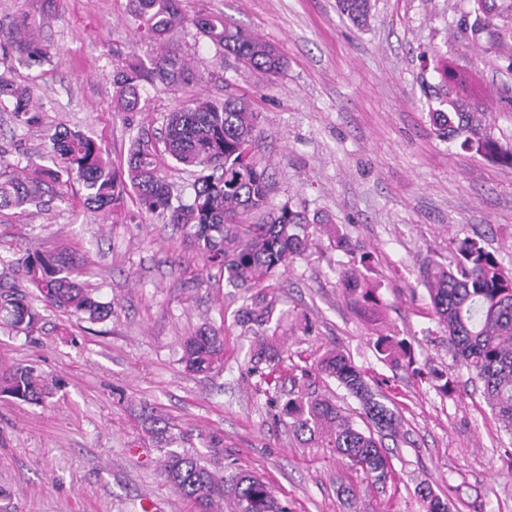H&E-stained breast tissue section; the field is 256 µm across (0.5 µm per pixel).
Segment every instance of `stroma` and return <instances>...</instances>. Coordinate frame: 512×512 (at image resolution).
Returning <instances> with one entry per match:
<instances>
[{
	"label": "stroma",
	"instance_id": "obj_1",
	"mask_svg": "<svg viewBox=\"0 0 512 512\" xmlns=\"http://www.w3.org/2000/svg\"><path fill=\"white\" fill-rule=\"evenodd\" d=\"M473 0H371L367 26L341 16L336 0H182L186 16L205 12L252 30L285 57L269 81L218 57L193 27L168 46L193 59L197 82L148 88L138 112L112 100L113 74L132 52L147 55L129 0H0V28L34 29L50 62L0 59V73L43 97L42 121L16 128L0 112L8 162H38L49 133L65 128L101 138L112 164L125 160L138 132L158 133L163 117L196 98L236 93L261 114V154L272 163L273 201L291 202L323 222L312 248L263 289L262 304L308 317L311 333H289L291 361L315 362L339 350L369 373L402 417L386 439L397 479L378 491L328 449L297 438L270 401L250 362L257 325L244 289L204 265L189 230L126 200L102 220L62 178L45 211H0V275L30 253L63 254L80 279L111 303L101 323L36 302L29 335L0 329V371L35 366L53 384L40 405L0 398V512H195L164 481L159 445L141 415L163 417L180 447L215 461L223 474L264 476L291 512H422L415 493L457 486L451 512H512L508 434L480 382L456 365L447 334L429 314L420 268L456 240H482L512 268V163L465 149L439 134L431 114L448 105L470 112L480 135L512 149V33L472 40ZM453 59L476 71L491 95L474 99L443 85ZM335 229L346 247L330 241ZM368 258L379 316L360 311L337 271ZM224 338V363L209 374L185 370L180 342L200 328ZM406 340L414 367L380 361L376 341ZM456 378L437 393L414 368Z\"/></svg>",
	"mask_w": 512,
	"mask_h": 512
}]
</instances>
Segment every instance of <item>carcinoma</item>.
<instances>
[{
    "instance_id": "carcinoma-1",
    "label": "carcinoma",
    "mask_w": 512,
    "mask_h": 512,
    "mask_svg": "<svg viewBox=\"0 0 512 512\" xmlns=\"http://www.w3.org/2000/svg\"><path fill=\"white\" fill-rule=\"evenodd\" d=\"M131 19L141 39L152 47L144 58L136 53L124 61L113 77V99L124 112L141 110V92L147 86L186 84L194 78L188 59L166 47L167 36L191 23L220 55H232L243 68L277 77L284 70L280 52L253 31L201 14L189 20L180 0H130ZM340 13L357 27L367 24L370 0H338ZM471 34L479 39L500 33L495 20L503 18L496 0H479L474 7ZM16 52L29 59L47 54L41 42L21 32L0 39V54ZM444 83L477 96L479 87L451 65L441 69ZM0 108L11 113L19 127L41 121L34 92L19 87L0 74ZM441 130L453 134L472 130L471 115L454 109L432 113ZM260 114L242 96L229 94L216 102L196 98L166 114L160 136H138L127 150L126 161L112 167L101 143L81 131L65 129L48 136L45 153L53 166L39 165L29 172L0 175V209L41 203L43 195L61 180L74 175L83 189V204L107 216L131 192L144 214H169L170 223L192 231L205 264L224 269L232 288H263L312 245L310 220L303 210L284 203L271 205L270 164L258 154ZM463 145L487 154L512 158L493 141L477 142L467 136ZM169 157L195 179L186 201L173 202L174 186L164 176L162 158ZM25 281L41 294L47 306L86 319L103 322L112 316V303H103L78 280L74 265L61 258L35 253L23 260ZM339 282L353 304L368 312L381 300L366 275L341 270ZM420 280L430 300V313L446 332L453 356L483 383L484 396L503 428L512 433V271L479 241L464 238L455 243L454 258L447 264L429 261ZM259 326L271 336L282 331L285 316L273 309L252 310ZM39 314L18 286L0 277V328L32 333ZM181 361L186 370L208 374L224 360L222 337L211 329L183 337ZM379 359L389 364L412 363L404 342L382 337L376 342ZM274 345L259 341L255 357L266 362L261 378L278 393L290 381L296 394L283 406L288 427L298 436L309 435L333 450L336 456L371 486L394 481L391 457L383 437L396 433L398 416L380 400L368 373L339 351L322 356L317 365L295 363L283 367L275 360ZM332 379L360 404L363 425L356 424L333 399L311 391L317 380ZM52 394L45 376L32 366L17 367L0 375V397L41 404ZM143 423L160 444L161 470L168 483L189 499L196 512H224V500L233 512H288L269 483L248 471L228 477L210 462L174 447L180 436L162 419L143 414ZM424 512H449L448 503L431 488L420 490Z\"/></svg>"
}]
</instances>
